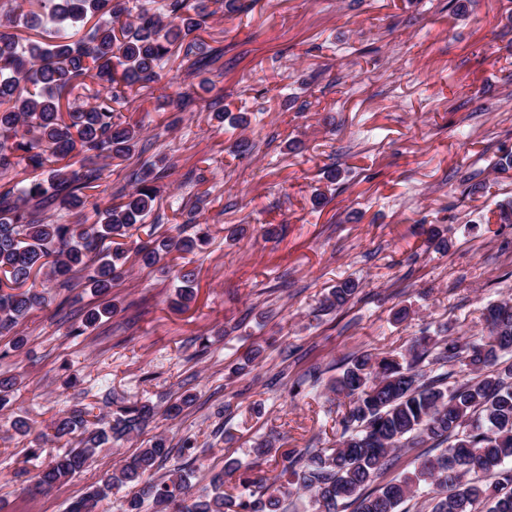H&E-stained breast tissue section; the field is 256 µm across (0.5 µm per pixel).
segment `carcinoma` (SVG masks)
Instances as JSON below:
<instances>
[{"mask_svg": "<svg viewBox=\"0 0 512 512\" xmlns=\"http://www.w3.org/2000/svg\"><path fill=\"white\" fill-rule=\"evenodd\" d=\"M229 14L242 0H147L131 10L126 0H14L0 6V335L51 301L49 284L66 283L90 271L87 286L106 297L126 275L128 251L114 239L146 230L135 250L146 267L170 271L165 258L192 253L206 243L198 237L157 235L147 225L157 205L155 186L167 166L155 161L136 178L120 202L102 204L93 191L114 159L138 151L143 126L114 121V104L126 93L160 81L162 64L182 58L199 72L213 62L196 32L214 12ZM105 19L87 23L97 15ZM101 89L79 103L74 91L86 80ZM82 157L80 168L71 159ZM22 167L20 180L9 173ZM56 206L75 213L74 224H55L44 210ZM177 296L195 298V270H176ZM359 283L346 279L325 297L323 309L344 306ZM108 300L87 312L91 327L112 314ZM487 334L419 336L406 354L378 358L355 355L330 392L348 399L338 421L339 435L327 448L284 450L270 438L253 447L256 460L271 459L279 474L242 480L244 492H224V472L211 479V492L193 496L189 474L179 468L156 476L172 449L157 437L124 459L102 484L73 503L70 512H98L109 492L132 485L138 491L126 512H287L288 486L309 495L316 512H401L422 484L430 488L429 512H512V300L484 308ZM464 377L448 384V367ZM156 414L151 403L135 402L116 416L76 410L56 419L44 438L60 441L79 434V447L58 455L35 475V489L51 490L93 463L109 439L130 437ZM431 443L442 452L428 457L402 478L370 486L394 462L392 452Z\"/></svg>", "mask_w": 512, "mask_h": 512, "instance_id": "carcinoma-1", "label": "carcinoma"}]
</instances>
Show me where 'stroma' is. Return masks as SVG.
Instances as JSON below:
<instances>
[{"label":"stroma","mask_w":512,"mask_h":512,"mask_svg":"<svg viewBox=\"0 0 512 512\" xmlns=\"http://www.w3.org/2000/svg\"><path fill=\"white\" fill-rule=\"evenodd\" d=\"M200 38L219 61L201 75L168 64L122 107L124 120L143 122L148 148L113 160L102 182L113 195L131 189L144 160L173 162L156 213L162 229L187 236L208 227L207 244L176 259L197 270L196 298L178 307L171 276L133 260L111 291V317L83 328L100 299L80 273L0 336V378L16 380L0 407V512H67L159 435L175 448L196 438L192 461L162 465L185 466L193 493L218 472L225 492L239 493L225 462H250L269 433L285 450L332 444L345 401L330 400L326 384L348 357L398 355L419 336L484 334V305L512 298V224L497 217L512 201V168L499 167L512 155V0H469L462 14L454 0H253L216 14ZM204 79L245 126L219 123L199 99L181 111L171 104ZM242 139L250 152L236 151ZM329 168L338 182L324 178ZM475 183L480 192L465 194ZM319 190L328 202L317 208ZM200 195L198 224L185 223ZM270 225L276 234L264 236ZM235 227L243 236L231 238ZM346 278L356 296L321 310ZM401 306L410 316L398 323ZM255 348L257 364L231 375ZM314 366L320 382L290 395ZM188 393L195 400L180 416L163 415ZM145 399L161 413L140 434L102 445L88 470L49 493L29 494L30 474L59 451L47 441L25 458L52 418ZM19 416L32 434H15Z\"/></svg>","instance_id":"1"}]
</instances>
